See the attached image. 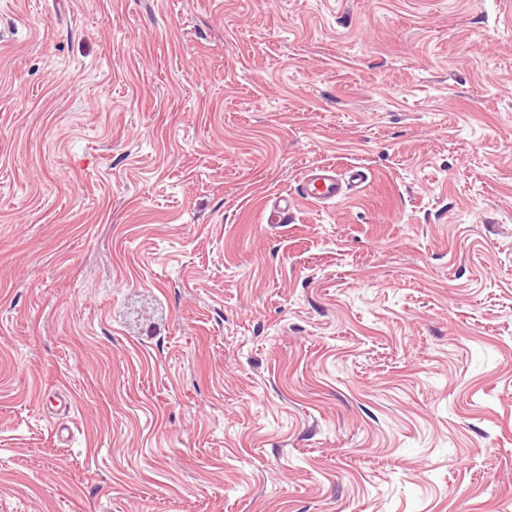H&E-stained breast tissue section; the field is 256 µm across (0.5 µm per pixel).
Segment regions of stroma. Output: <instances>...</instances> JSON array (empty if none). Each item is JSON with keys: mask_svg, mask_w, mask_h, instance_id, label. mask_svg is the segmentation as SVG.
<instances>
[{"mask_svg": "<svg viewBox=\"0 0 512 512\" xmlns=\"http://www.w3.org/2000/svg\"><path fill=\"white\" fill-rule=\"evenodd\" d=\"M0 512H512V0H0ZM343 193V183L336 171L326 166L310 169L299 189L300 198L309 202H335Z\"/></svg>", "mask_w": 512, "mask_h": 512, "instance_id": "obj_1", "label": "stroma"}]
</instances>
